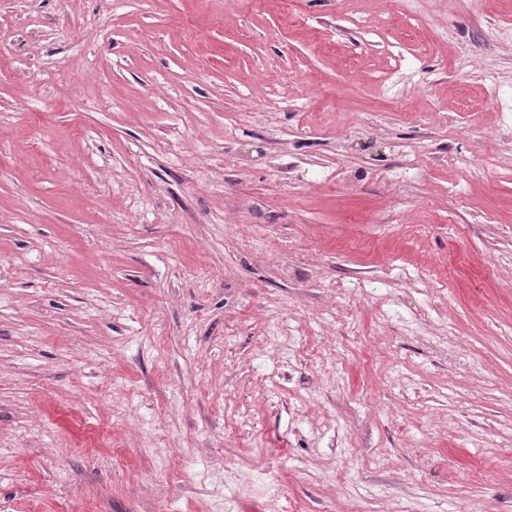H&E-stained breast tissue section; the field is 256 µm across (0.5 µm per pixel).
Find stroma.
Segmentation results:
<instances>
[{
    "mask_svg": "<svg viewBox=\"0 0 512 512\" xmlns=\"http://www.w3.org/2000/svg\"><path fill=\"white\" fill-rule=\"evenodd\" d=\"M0 32V512H512V0Z\"/></svg>",
    "mask_w": 512,
    "mask_h": 512,
    "instance_id": "35a3bbf8",
    "label": "stroma"
}]
</instances>
